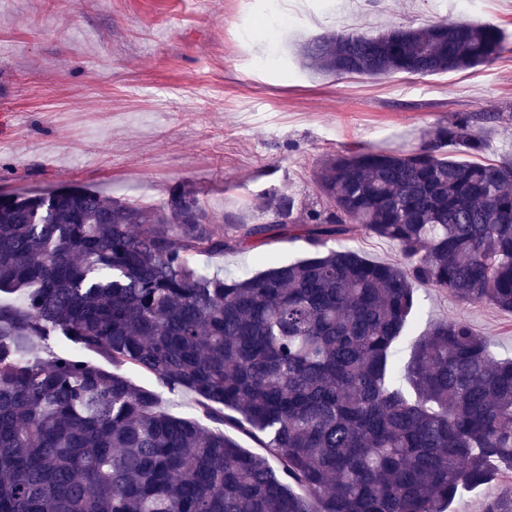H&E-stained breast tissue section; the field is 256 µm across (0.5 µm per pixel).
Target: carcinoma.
I'll list each match as a JSON object with an SVG mask.
<instances>
[{
    "label": "carcinoma",
    "instance_id": "1",
    "mask_svg": "<svg viewBox=\"0 0 512 512\" xmlns=\"http://www.w3.org/2000/svg\"><path fill=\"white\" fill-rule=\"evenodd\" d=\"M505 50L494 25L441 21L305 55L337 76H427ZM498 119L465 112L409 152L328 157L322 207L274 190L254 203L274 221L228 215L222 232L180 189L161 209L88 188L0 199V294L22 299L0 301V512H445L492 465L512 468V359L455 320L413 342L409 389L393 362L418 285L512 312V155L443 153L485 151ZM359 233L400 261L328 246ZM275 235L308 256L242 278L195 264ZM125 369L195 394L263 453L172 414ZM483 512H512V482Z\"/></svg>",
    "mask_w": 512,
    "mask_h": 512
}]
</instances>
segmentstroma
Segmentation results:
<instances>
[{
  "label": "stroma",
  "instance_id": "obj_1",
  "mask_svg": "<svg viewBox=\"0 0 512 512\" xmlns=\"http://www.w3.org/2000/svg\"><path fill=\"white\" fill-rule=\"evenodd\" d=\"M284 25L271 0H0V194L86 187L163 207L173 189L195 193L223 228L224 213L268 222L254 207L273 189L319 204L314 172L360 147L410 151L429 127L459 112H497L481 160L512 152V0L476 12L445 0H296ZM360 30L422 27L445 17L499 27L500 59L463 72L372 78L305 66L303 44ZM307 254L273 238L200 267L251 276ZM421 310L396 344L436 321H468L512 358V313L418 286Z\"/></svg>",
  "mask_w": 512,
  "mask_h": 512
}]
</instances>
